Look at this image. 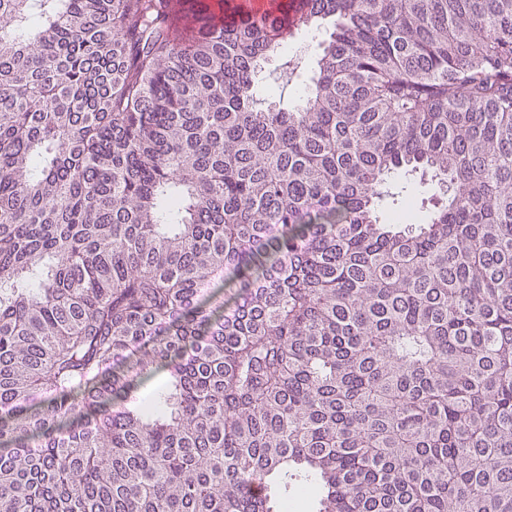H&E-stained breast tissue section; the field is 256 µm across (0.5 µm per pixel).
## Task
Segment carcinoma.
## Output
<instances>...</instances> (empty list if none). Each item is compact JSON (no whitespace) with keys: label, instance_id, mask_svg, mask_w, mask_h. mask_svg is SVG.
Instances as JSON below:
<instances>
[{"label":"carcinoma","instance_id":"1","mask_svg":"<svg viewBox=\"0 0 512 512\" xmlns=\"http://www.w3.org/2000/svg\"><path fill=\"white\" fill-rule=\"evenodd\" d=\"M280 13L0 0V512H512V0ZM313 34L304 33L294 41L288 43L284 49L285 57L292 58L298 64V68L290 78L289 82L286 79L273 81L270 79L268 82L260 83L257 87V95L265 97L269 93V86L273 85V91L279 97L281 94L284 102L288 105H295L299 103L301 96L307 86L311 83V78L316 69V62L319 57L320 49L318 47V37L312 41Z\"/></svg>","mask_w":512,"mask_h":512}]
</instances>
